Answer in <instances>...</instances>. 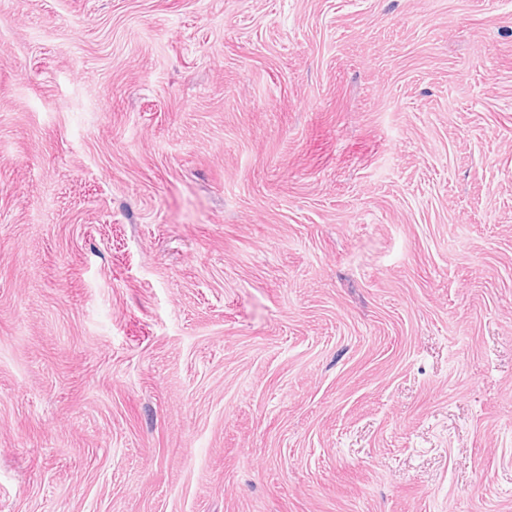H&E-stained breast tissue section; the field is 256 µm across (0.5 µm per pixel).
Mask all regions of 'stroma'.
Returning <instances> with one entry per match:
<instances>
[{
  "label": "stroma",
  "instance_id": "obj_1",
  "mask_svg": "<svg viewBox=\"0 0 512 512\" xmlns=\"http://www.w3.org/2000/svg\"><path fill=\"white\" fill-rule=\"evenodd\" d=\"M0 512H512V0H0Z\"/></svg>",
  "mask_w": 512,
  "mask_h": 512
}]
</instances>
